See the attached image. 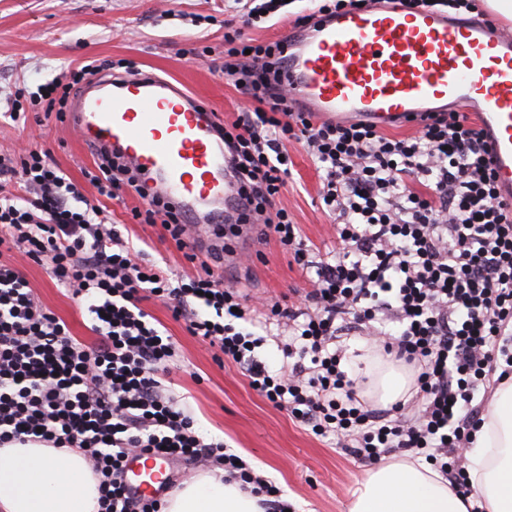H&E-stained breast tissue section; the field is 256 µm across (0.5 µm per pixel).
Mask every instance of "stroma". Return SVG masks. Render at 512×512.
Returning <instances> with one entry per match:
<instances>
[{"label": "stroma", "instance_id": "35a3bbf8", "mask_svg": "<svg viewBox=\"0 0 512 512\" xmlns=\"http://www.w3.org/2000/svg\"><path fill=\"white\" fill-rule=\"evenodd\" d=\"M238 18L227 0H0V151L30 146L51 150L66 177L89 199L99 201L109 222L147 261L178 275H193V265L162 239L160 227L133 220L132 209L142 204L136 194L110 200L86 182L83 172L93 168L94 160L74 131L41 112L29 113L26 125L15 124L7 115L5 93L19 84L36 90L87 59H127L142 71L180 82L230 122L248 106L220 70L224 23ZM194 45L210 46V56H189L187 50ZM287 150L291 175L282 203L318 261L334 245L332 219L319 199L320 173L301 145L290 144ZM244 245L254 251L249 262L223 267L222 274L246 293L285 301L307 287L301 268L275 239H263L253 226ZM18 266L38 300L66 322L70 333L94 344L80 305L44 268L29 260ZM142 308L176 343L171 393L199 428L224 441L229 452L278 486L293 512H346L365 465L275 408L233 364L218 363L216 348L191 335L165 303L149 299Z\"/></svg>", "mask_w": 512, "mask_h": 512}]
</instances>
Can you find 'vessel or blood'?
I'll return each mask as SVG.
<instances>
[{"label": "vessel or blood", "instance_id": "vessel-or-blood-1", "mask_svg": "<svg viewBox=\"0 0 512 512\" xmlns=\"http://www.w3.org/2000/svg\"><path fill=\"white\" fill-rule=\"evenodd\" d=\"M287 75L296 107L332 122L408 126L437 106L474 113L487 134L498 189L512 202V35L489 20L420 10L353 9L293 29ZM98 160L117 158L148 192L195 224L202 245L237 220L219 120L180 83L144 73L87 79L65 115ZM171 465L129 455L134 497L163 494Z\"/></svg>", "mask_w": 512, "mask_h": 512}]
</instances>
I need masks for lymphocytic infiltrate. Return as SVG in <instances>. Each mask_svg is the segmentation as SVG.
<instances>
[{
  "mask_svg": "<svg viewBox=\"0 0 512 512\" xmlns=\"http://www.w3.org/2000/svg\"><path fill=\"white\" fill-rule=\"evenodd\" d=\"M286 0H246L241 25H224L225 76L251 109L222 135L239 184L238 220L258 224L292 252L311 285L289 304L249 296L216 269L223 245L202 248L181 212L153 197L132 211L160 226L196 269L172 273L142 261L99 206L67 180L49 151L0 153V446L39 441L80 449L99 477V512H163L122 482L132 452L223 469L225 481L287 512L280 490L208 438L167 389L177 355L141 303L155 298L191 335L238 366L250 387L315 436L372 465L405 452L434 466L462 495L472 492L464 455L488 393L512 375V202L505 201L478 124L456 110L431 112L397 138L366 122H313L288 100L285 41L253 42L246 28L288 18ZM126 60H90L31 94L11 92L45 114H64L72 90ZM302 144L321 173L325 213L338 244L315 261L278 200L288 184V143ZM85 178L100 196L137 191L120 167ZM20 182L24 195L10 191ZM42 266L87 313L98 340L86 346L37 300L12 261ZM280 330L282 365L257 351ZM362 337L415 375L409 402L379 409L341 343Z\"/></svg>",
  "mask_w": 512,
  "mask_h": 512,
  "instance_id": "1",
  "label": "lymphocytic infiltrate"
}]
</instances>
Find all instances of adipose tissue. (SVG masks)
Here are the masks:
<instances>
[{
  "instance_id": "1",
  "label": "adipose tissue",
  "mask_w": 512,
  "mask_h": 512,
  "mask_svg": "<svg viewBox=\"0 0 512 512\" xmlns=\"http://www.w3.org/2000/svg\"><path fill=\"white\" fill-rule=\"evenodd\" d=\"M369 399L386 407L408 396L409 373L371 358ZM471 495H459L438 470L393 457L370 469L347 512H512V377L496 388L469 450ZM99 479L76 448L31 441L0 447V512H97ZM164 512H262L255 496L206 472L165 500Z\"/></svg>"
}]
</instances>
